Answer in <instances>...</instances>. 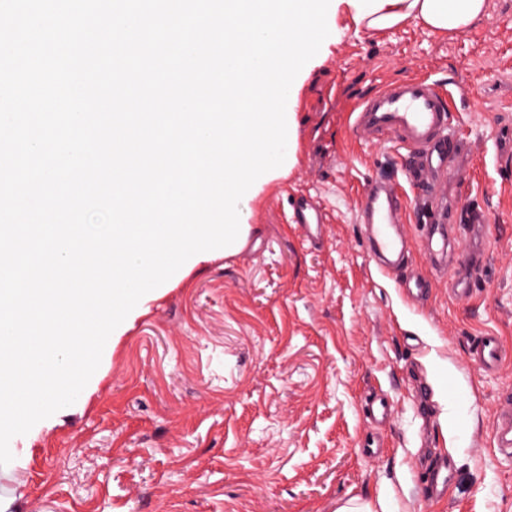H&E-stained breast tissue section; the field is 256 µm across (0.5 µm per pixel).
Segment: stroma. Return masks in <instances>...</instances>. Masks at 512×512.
Instances as JSON below:
<instances>
[{"instance_id": "35a3bbf8", "label": "stroma", "mask_w": 512, "mask_h": 512, "mask_svg": "<svg viewBox=\"0 0 512 512\" xmlns=\"http://www.w3.org/2000/svg\"><path fill=\"white\" fill-rule=\"evenodd\" d=\"M487 4L453 36L335 16L290 103L295 162L253 203L257 233L146 304L90 388L26 437L24 462L0 466V498L17 512H337L353 499L386 512H512V455L492 437L512 404V359L486 372L468 355L485 332L512 351V157L499 150L512 135V0ZM411 77L446 86L466 145L439 194L487 216L454 241L482 255L466 299L418 244L428 208L407 148L351 125L360 99ZM376 181L406 202L399 272L375 267L358 220ZM301 197L321 209L318 238L292 221ZM414 271L433 280L420 304L404 289ZM420 379L432 387L425 414ZM380 399L391 408L381 423L369 412ZM444 457L448 494L435 499L430 463Z\"/></svg>"}]
</instances>
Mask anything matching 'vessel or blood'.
<instances>
[{
	"label": "vessel or blood",
	"mask_w": 512,
	"mask_h": 512,
	"mask_svg": "<svg viewBox=\"0 0 512 512\" xmlns=\"http://www.w3.org/2000/svg\"><path fill=\"white\" fill-rule=\"evenodd\" d=\"M451 105L442 88L427 78L390 83L363 99L354 110L353 127L358 134H391L407 146L415 159L417 183L438 180L447 172L449 159L463 148L451 121ZM404 202L400 193L384 182L370 184L359 205L371 257L381 266H399L407 238L402 230ZM452 225L440 221L424 227L422 247L434 265L448 260ZM470 359L483 370L498 369L512 358L499 336L474 337ZM493 441L500 451L512 453V411L496 416Z\"/></svg>",
	"instance_id": "b4317fda"
}]
</instances>
